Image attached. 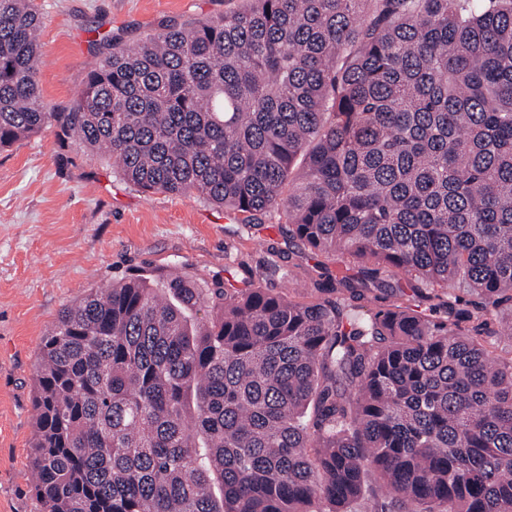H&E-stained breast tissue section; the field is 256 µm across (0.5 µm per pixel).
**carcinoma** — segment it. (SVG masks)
I'll list each match as a JSON object with an SVG mask.
<instances>
[{
	"mask_svg": "<svg viewBox=\"0 0 512 512\" xmlns=\"http://www.w3.org/2000/svg\"><path fill=\"white\" fill-rule=\"evenodd\" d=\"M40 23L0 0V148L52 124L143 191L280 212L363 266L314 301L186 272L88 288L35 365L41 512H512L489 350L512 335V0H242L105 38L67 112ZM395 270L439 303L331 298Z\"/></svg>",
	"mask_w": 512,
	"mask_h": 512,
	"instance_id": "cac0c4a2",
	"label": "carcinoma"
}]
</instances>
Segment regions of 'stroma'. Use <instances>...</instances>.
<instances>
[{
	"mask_svg": "<svg viewBox=\"0 0 512 512\" xmlns=\"http://www.w3.org/2000/svg\"><path fill=\"white\" fill-rule=\"evenodd\" d=\"M44 101L68 109L110 36L132 47L160 25L222 15L225 0H36ZM249 278L295 299L359 274L289 238L282 214L245 227L195 198L145 193L111 163L60 142L55 126L0 150V512H39L32 476L34 368L43 336L84 290L144 270ZM405 273L359 301L366 317L413 304Z\"/></svg>",
	"mask_w": 512,
	"mask_h": 512,
	"instance_id": "obj_1",
	"label": "stroma"
}]
</instances>
